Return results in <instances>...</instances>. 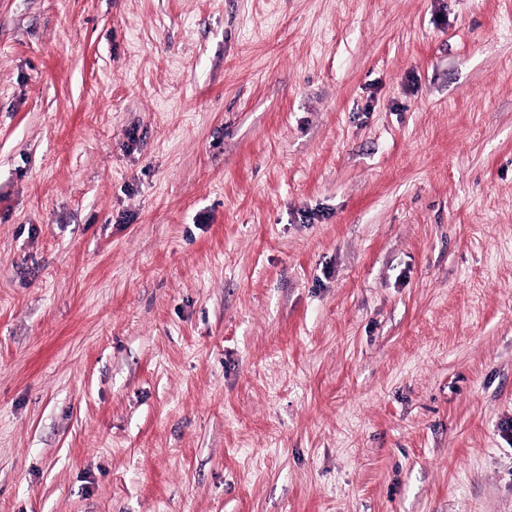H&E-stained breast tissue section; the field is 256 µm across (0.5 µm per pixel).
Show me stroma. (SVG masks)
Wrapping results in <instances>:
<instances>
[{
  "label": "stroma",
  "mask_w": 512,
  "mask_h": 512,
  "mask_svg": "<svg viewBox=\"0 0 512 512\" xmlns=\"http://www.w3.org/2000/svg\"><path fill=\"white\" fill-rule=\"evenodd\" d=\"M512 0H0V512H512Z\"/></svg>",
  "instance_id": "1"
}]
</instances>
